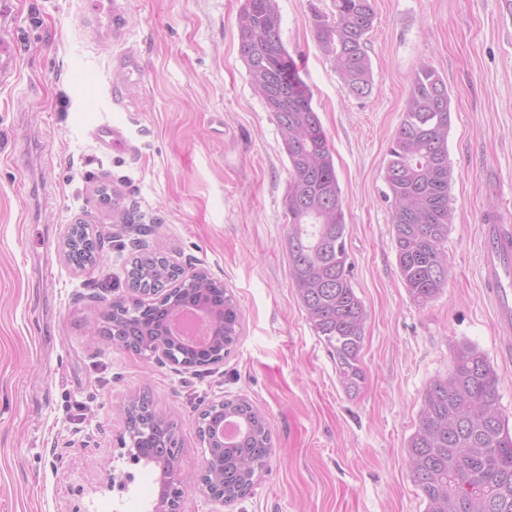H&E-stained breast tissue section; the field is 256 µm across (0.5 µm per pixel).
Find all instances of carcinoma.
Segmentation results:
<instances>
[{"label":"carcinoma","mask_w":512,"mask_h":512,"mask_svg":"<svg viewBox=\"0 0 512 512\" xmlns=\"http://www.w3.org/2000/svg\"><path fill=\"white\" fill-rule=\"evenodd\" d=\"M375 19L371 0H331L312 9V26L323 52L336 65L346 90H371L366 36ZM239 51L250 83L279 130L288 157L290 182L284 199L288 217L289 274L308 321L324 342L336 375L349 395L366 381L361 360L366 310L351 283L344 204L333 153L313 94L299 63L280 36L275 0H244L238 17ZM450 96L447 82L430 66L415 75L400 127L387 152L384 179L393 199L392 224L400 278L415 302L425 305L445 287V242L453 221L448 158ZM94 243L77 234L71 261L84 265ZM132 290L172 292L150 304H117L112 333L133 346L149 344L168 331L173 305L205 304L220 314L212 348L189 353L205 364L213 353L230 352L240 336L237 305L226 290L187 273L155 252L132 257L126 271ZM453 368L426 386L407 465L426 504L425 512H512V429L500 409L498 376L475 345L452 347ZM240 431L224 442V501L239 498L267 461L272 437L259 408L244 399L224 400V417L207 410L203 423L219 435L222 421ZM172 424L154 418L136 425L142 448H164Z\"/></svg>","instance_id":"cac0c4a2"}]
</instances>
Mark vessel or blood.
<instances>
[{"label": "vessel or blood", "mask_w": 512, "mask_h": 512, "mask_svg": "<svg viewBox=\"0 0 512 512\" xmlns=\"http://www.w3.org/2000/svg\"><path fill=\"white\" fill-rule=\"evenodd\" d=\"M17 34L13 31L0 33V74L9 75L15 59ZM512 226L488 223L486 246L483 255L484 285L496 311L498 326L512 350Z\"/></svg>", "instance_id": "1"}]
</instances>
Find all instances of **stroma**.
Returning a JSON list of instances; mask_svg holds the SVG:
<instances>
[{
  "mask_svg": "<svg viewBox=\"0 0 512 512\" xmlns=\"http://www.w3.org/2000/svg\"><path fill=\"white\" fill-rule=\"evenodd\" d=\"M243 0H117L93 37L83 0H15L17 84L0 87V512H148L158 468L132 464L121 407L147 396L177 425L180 512H424L406 465L428 382L469 342L512 418V353L482 284L484 219L512 225V10L502 0H373L372 85L347 93L312 8L276 0L327 133L344 203L351 283L367 313L366 381L347 395L291 283L288 158L240 57ZM446 80L454 219L450 273L426 306L400 279L384 165L421 66ZM122 123L125 149L92 138ZM100 231L89 272L64 260L65 225ZM163 246L239 308L224 361L183 369L94 335L98 301L130 300L125 268ZM259 406L273 451L231 503L194 486L195 421L211 401Z\"/></svg>",
  "mask_w": 512,
  "mask_h": 512,
  "instance_id": "obj_1",
  "label": "stroma"
}]
</instances>
